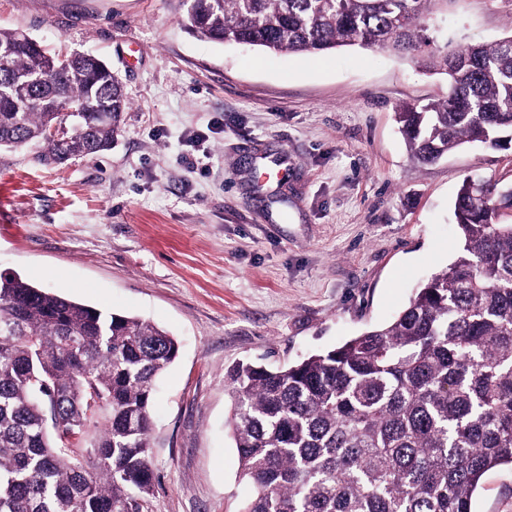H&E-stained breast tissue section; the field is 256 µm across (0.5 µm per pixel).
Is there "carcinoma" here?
I'll use <instances>...</instances> for the list:
<instances>
[{
    "label": "carcinoma",
    "instance_id": "carcinoma-1",
    "mask_svg": "<svg viewBox=\"0 0 512 512\" xmlns=\"http://www.w3.org/2000/svg\"><path fill=\"white\" fill-rule=\"evenodd\" d=\"M188 30L220 44L317 56L389 51L448 77L396 112L410 154L512 148V35L454 48L430 33L450 0H189ZM0 148L41 141L60 164L109 149L128 100L90 54L69 60L0 28ZM97 105L67 115L66 100ZM512 184L466 179L461 244L386 326L280 368L224 375L242 512H471L512 466ZM177 339L136 316L0 273V512H140L153 488L151 407Z\"/></svg>",
    "mask_w": 512,
    "mask_h": 512
}]
</instances>
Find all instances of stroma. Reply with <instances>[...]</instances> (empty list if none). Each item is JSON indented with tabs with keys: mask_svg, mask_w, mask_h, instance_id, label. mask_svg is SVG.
Here are the masks:
<instances>
[{
	"mask_svg": "<svg viewBox=\"0 0 512 512\" xmlns=\"http://www.w3.org/2000/svg\"><path fill=\"white\" fill-rule=\"evenodd\" d=\"M183 0H0V28L91 53L130 99L112 149L43 165L0 150V271L148 320L179 354L152 408L141 512H241L224 374L276 367L389 324L455 256L466 178L512 182V149L415 163L395 121L448 84L383 51L319 57L204 42ZM449 45L512 35V0H450ZM472 512H512V468Z\"/></svg>",
	"mask_w": 512,
	"mask_h": 512,
	"instance_id": "1",
	"label": "stroma"
}]
</instances>
